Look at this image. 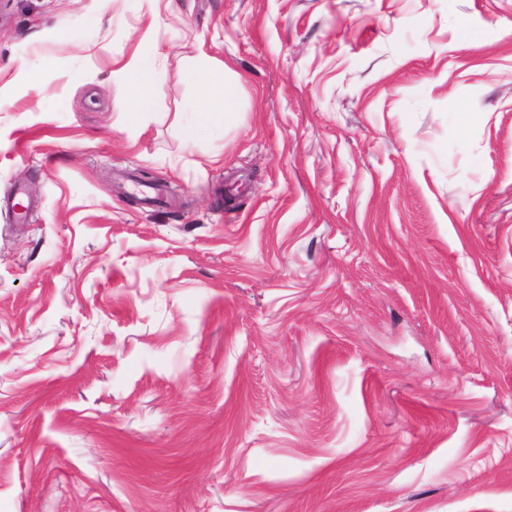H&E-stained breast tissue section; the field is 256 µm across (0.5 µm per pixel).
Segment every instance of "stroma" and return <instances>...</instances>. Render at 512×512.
I'll list each match as a JSON object with an SVG mask.
<instances>
[{"mask_svg": "<svg viewBox=\"0 0 512 512\" xmlns=\"http://www.w3.org/2000/svg\"><path fill=\"white\" fill-rule=\"evenodd\" d=\"M0 512H512V0H0ZM131 75L130 89L138 98L140 109L135 112H149L152 106L151 89L157 78L156 59L141 57L133 59L126 66ZM187 75L197 81L203 96L208 102V105L200 111L197 125L191 126L187 130V135L193 137L196 128L200 125L211 124L216 126L223 123L225 115L228 112H235V107L226 93L223 74L211 72L205 76H200L194 70H189Z\"/></svg>", "mask_w": 512, "mask_h": 512, "instance_id": "stroma-1", "label": "stroma"}]
</instances>
